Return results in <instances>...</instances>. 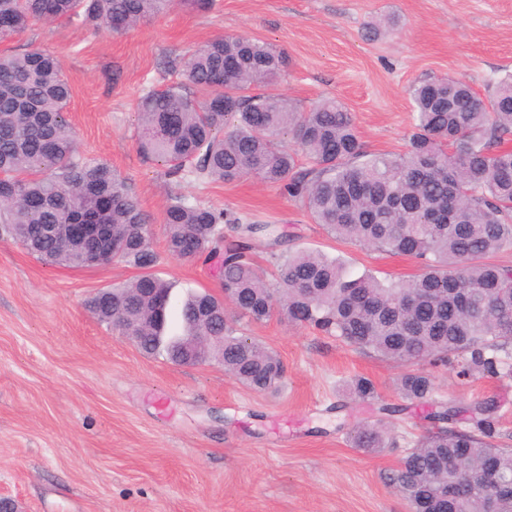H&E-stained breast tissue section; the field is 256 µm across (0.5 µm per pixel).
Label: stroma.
Here are the masks:
<instances>
[{"instance_id": "stroma-1", "label": "stroma", "mask_w": 512, "mask_h": 512, "mask_svg": "<svg viewBox=\"0 0 512 512\" xmlns=\"http://www.w3.org/2000/svg\"><path fill=\"white\" fill-rule=\"evenodd\" d=\"M384 16L398 29L370 34L368 23ZM240 34L285 49L278 91L305 110L324 97L343 101L375 155L406 150L413 84L462 77L485 97L512 74V0H214L123 33L60 19L1 42L3 54L42 47L59 58L81 156L127 179L152 218L156 271L179 296L218 291L219 280L213 266L165 253L163 167L138 149V103L181 80L196 46ZM181 190L242 223L279 225L292 248L342 259L352 272L398 281L422 271L413 258L332 238L280 187L191 175ZM137 274L120 262L49 266L0 239V496L21 512H408L388 477L431 431L440 402L464 413L496 400L498 442L512 446V381L427 363L433 401L384 419L378 404L398 402L403 366L276 318L246 327L285 366L274 397L216 361L145 356L84 306ZM358 377L373 382L377 400H351ZM377 421L384 447H356L355 425Z\"/></svg>"}]
</instances>
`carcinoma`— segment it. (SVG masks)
Wrapping results in <instances>:
<instances>
[{
	"label": "carcinoma",
	"instance_id": "obj_1",
	"mask_svg": "<svg viewBox=\"0 0 512 512\" xmlns=\"http://www.w3.org/2000/svg\"><path fill=\"white\" fill-rule=\"evenodd\" d=\"M172 0H0L14 26L6 41L38 22L83 17L94 27L122 32L166 11ZM285 52L246 35L218 36L186 63V82L153 90L139 101L138 149L166 166L163 209L166 250L176 258L215 263L220 292H190L177 321L157 315L171 300L170 284L154 268L158 254L145 236L148 216L128 181L110 166L80 156L66 108L71 87L52 52L0 55V223L48 265L89 266L88 251L47 224L89 217L109 227L116 260L154 279L146 296L137 281L112 288L87 310L112 331L135 337L146 355L178 366L217 357L242 385L274 391L285 368L280 357L236 328L244 317L275 316L314 327L343 344L404 365L454 359L459 376L512 380V268L494 264L512 249V75L480 97L463 78L433 77L410 90L415 124L408 149L371 155L353 113L334 97L300 110L276 85ZM289 135L293 146L284 136ZM189 173L214 181L254 177L279 186L335 238L410 256L423 272L408 281L358 276L319 252L288 251L274 224H241L222 209L190 200L179 189ZM44 201L39 211L26 205ZM224 224L232 241L217 235ZM264 239L274 281L250 259ZM433 378L416 370L399 380V393L421 401ZM375 397L358 378L349 388ZM495 401L470 408L469 428L456 427L457 410L442 404L443 426L407 449L389 482L409 512H512V448L496 442ZM361 448H381L376 425L354 428Z\"/></svg>",
	"mask_w": 512,
	"mask_h": 512
}]
</instances>
